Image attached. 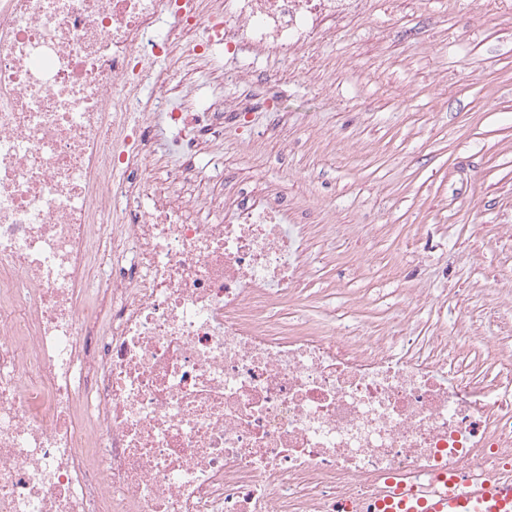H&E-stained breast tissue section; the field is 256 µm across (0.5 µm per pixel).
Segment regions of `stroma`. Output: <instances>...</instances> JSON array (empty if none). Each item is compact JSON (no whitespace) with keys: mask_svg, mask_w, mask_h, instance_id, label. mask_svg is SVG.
<instances>
[{"mask_svg":"<svg viewBox=\"0 0 512 512\" xmlns=\"http://www.w3.org/2000/svg\"><path fill=\"white\" fill-rule=\"evenodd\" d=\"M242 69L252 84L218 79ZM182 70L195 94L171 96L152 124L164 160L178 159L181 139L168 112L242 98L252 116L225 113V164L311 209L313 270L302 298L276 308L284 325L345 314L349 293L369 299L363 319L395 314L405 264L411 287H435L444 270L472 301L512 279V0H363L337 41L294 63L230 58L216 45L208 67ZM270 84L281 92L271 109ZM283 114L287 144L258 138ZM253 137L255 153H244ZM331 224L362 230L331 245Z\"/></svg>","mask_w":512,"mask_h":512,"instance_id":"obj_1","label":"stroma"}]
</instances>
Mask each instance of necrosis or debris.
Instances as JSON below:
<instances>
[{
  "label": "necrosis or debris",
  "mask_w": 512,
  "mask_h": 512,
  "mask_svg": "<svg viewBox=\"0 0 512 512\" xmlns=\"http://www.w3.org/2000/svg\"><path fill=\"white\" fill-rule=\"evenodd\" d=\"M358 7L0 0V512H349L392 475L512 473L511 288L484 291L481 372L469 302L428 288L398 320L288 329L302 227L197 135L247 104L170 113L182 160L150 181L146 125L188 90L153 59L294 61ZM426 311L431 335L402 328Z\"/></svg>",
  "instance_id": "necrosis-or-debris-1"
}]
</instances>
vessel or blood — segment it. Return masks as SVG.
I'll return each mask as SVG.
<instances>
[{"label": "vessel or blood", "instance_id": "vessel-or-blood-1", "mask_svg": "<svg viewBox=\"0 0 512 512\" xmlns=\"http://www.w3.org/2000/svg\"><path fill=\"white\" fill-rule=\"evenodd\" d=\"M376 512H512V479L474 481L464 470L436 478L433 490L420 495L404 479H388Z\"/></svg>", "mask_w": 512, "mask_h": 512}]
</instances>
